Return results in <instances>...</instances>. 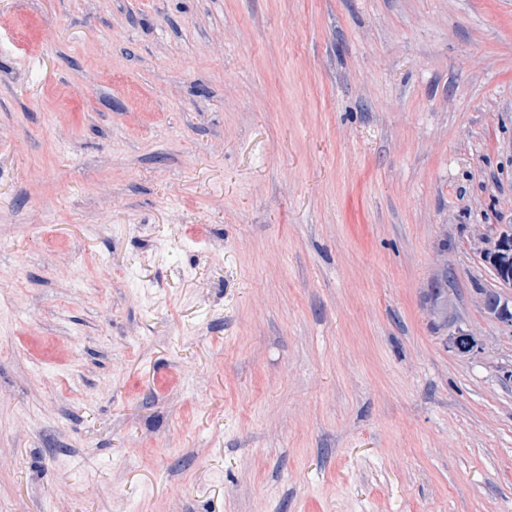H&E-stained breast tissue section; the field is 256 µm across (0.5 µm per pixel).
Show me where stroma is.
<instances>
[{
	"label": "stroma",
	"instance_id": "obj_1",
	"mask_svg": "<svg viewBox=\"0 0 512 512\" xmlns=\"http://www.w3.org/2000/svg\"><path fill=\"white\" fill-rule=\"evenodd\" d=\"M509 225L512 0H0V512H512ZM495 258L491 259L495 274L500 283L508 288H512V235L499 234L496 240ZM490 265V256L487 257Z\"/></svg>",
	"mask_w": 512,
	"mask_h": 512
}]
</instances>
